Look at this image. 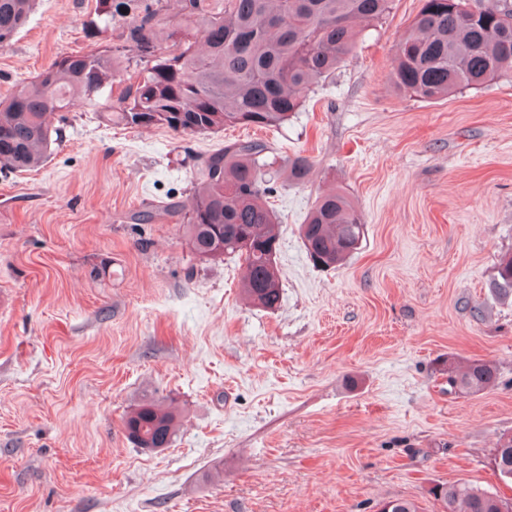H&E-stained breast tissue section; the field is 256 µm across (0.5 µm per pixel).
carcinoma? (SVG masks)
I'll use <instances>...</instances> for the list:
<instances>
[{"instance_id":"obj_1","label":"carcinoma","mask_w":512,"mask_h":512,"mask_svg":"<svg viewBox=\"0 0 512 512\" xmlns=\"http://www.w3.org/2000/svg\"><path fill=\"white\" fill-rule=\"evenodd\" d=\"M36 0H0V47L26 24ZM393 0H97L86 35L112 31L111 47L54 60L12 95L0 100V168L34 170L56 144L54 118L73 100L95 106L110 126L162 125L180 137L217 133L226 126L278 127L302 109L311 86L329 77L354 49L357 21L377 23ZM424 0L398 37L393 57L397 88L426 101L457 89L512 76V0ZM117 93L99 102L106 87ZM259 139L224 144L201 157L197 184L186 203L160 201L130 221L175 220L184 225L192 253L202 261L236 257L242 294L274 311L281 302L275 255L281 223L266 197L273 172L300 183L312 162L303 155L269 156ZM300 239L310 259L334 267L354 254L365 225L342 190L313 202ZM512 295V257L490 282ZM497 366L472 361L448 370V386L478 394L496 385ZM180 405L145 399L124 420L138 448L162 451L176 433ZM445 512H512V501L471 484L439 487Z\"/></svg>"}]
</instances>
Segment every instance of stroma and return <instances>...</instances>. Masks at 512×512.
<instances>
[{
  "label": "stroma",
  "instance_id": "obj_1",
  "mask_svg": "<svg viewBox=\"0 0 512 512\" xmlns=\"http://www.w3.org/2000/svg\"><path fill=\"white\" fill-rule=\"evenodd\" d=\"M422 0H393L278 128L175 137L66 112L37 170L0 172V512H443L435 488L497 486L512 436V301L489 289L512 255V78L425 101L391 83ZM96 0H38L0 49V98L85 37ZM314 162L276 182L278 309L240 294L241 265L199 261L176 223L131 213L186 200L196 157L237 140ZM365 224L343 265H313L298 228L317 196ZM492 361L497 384L450 391ZM182 409L171 448L135 447L142 399ZM220 482L209 480L213 467ZM497 366L491 361H472L461 369L448 370L450 391L478 394L494 387L498 381Z\"/></svg>",
  "mask_w": 512,
  "mask_h": 512
}]
</instances>
